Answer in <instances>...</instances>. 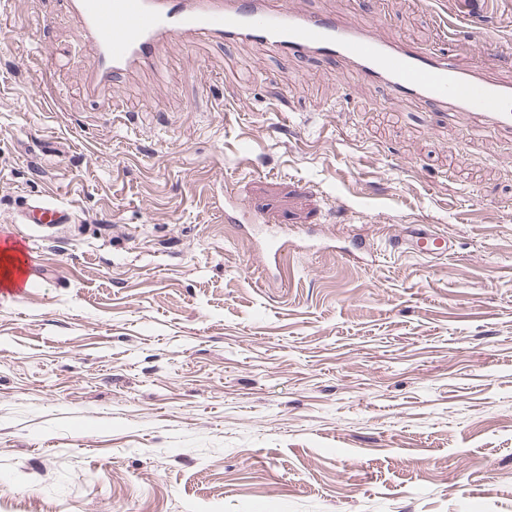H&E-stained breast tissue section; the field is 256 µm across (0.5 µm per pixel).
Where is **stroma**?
I'll return each instance as SVG.
<instances>
[{"label":"stroma","instance_id":"stroma-1","mask_svg":"<svg viewBox=\"0 0 512 512\" xmlns=\"http://www.w3.org/2000/svg\"><path fill=\"white\" fill-rule=\"evenodd\" d=\"M288 5L512 83V0L452 43L420 0ZM87 58L0 0V231L41 264L0 296V512H512V141L251 41L97 98ZM228 186L301 228L287 270ZM414 224L452 252L391 251ZM69 215L67 207L41 201L30 204L24 210L22 223L36 224L38 226H43L44 224H66L69 222Z\"/></svg>","mask_w":512,"mask_h":512}]
</instances>
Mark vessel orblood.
<instances>
[{"label": "vessel or blood", "instance_id": "obj_1", "mask_svg": "<svg viewBox=\"0 0 512 512\" xmlns=\"http://www.w3.org/2000/svg\"><path fill=\"white\" fill-rule=\"evenodd\" d=\"M78 22L81 41L94 54L91 88L115 84L141 64L159 61L175 40L253 41L300 57L340 59L365 81L388 86L393 99L414 97L433 111L467 112L483 125L512 137V84L496 82L452 56H426L405 43L383 40L334 15L299 13L286 0H61ZM67 207L36 202L24 211L27 224H64ZM268 264L287 266L288 241L274 235L262 242ZM390 248L437 258L448 254L447 237L427 228L405 229Z\"/></svg>", "mask_w": 512, "mask_h": 512}]
</instances>
